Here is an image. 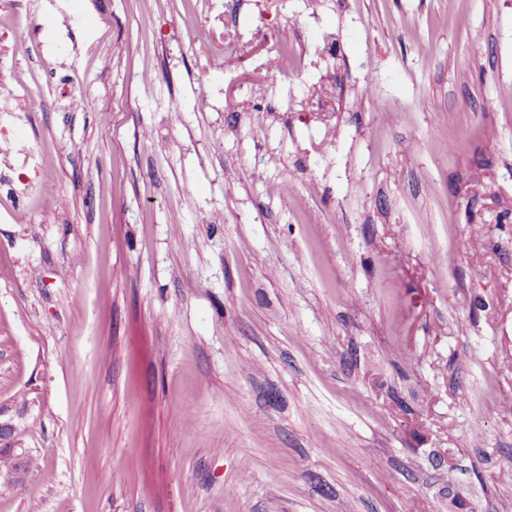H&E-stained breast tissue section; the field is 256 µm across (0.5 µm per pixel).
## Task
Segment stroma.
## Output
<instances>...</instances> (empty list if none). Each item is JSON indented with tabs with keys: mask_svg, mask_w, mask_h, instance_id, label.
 <instances>
[{
	"mask_svg": "<svg viewBox=\"0 0 512 512\" xmlns=\"http://www.w3.org/2000/svg\"><path fill=\"white\" fill-rule=\"evenodd\" d=\"M222 9L0 0V512H512V0ZM2 452L9 454L16 460H23L26 458L30 452L26 448H2ZM40 461V456H32L30 455L28 458H26L23 462L20 464L16 461L12 460L9 457L2 456L0 454V471L1 469H6L8 467H15L17 465L22 466L25 470L29 471L30 469H33L35 467H38Z\"/></svg>",
	"mask_w": 512,
	"mask_h": 512,
	"instance_id": "1",
	"label": "stroma"
}]
</instances>
